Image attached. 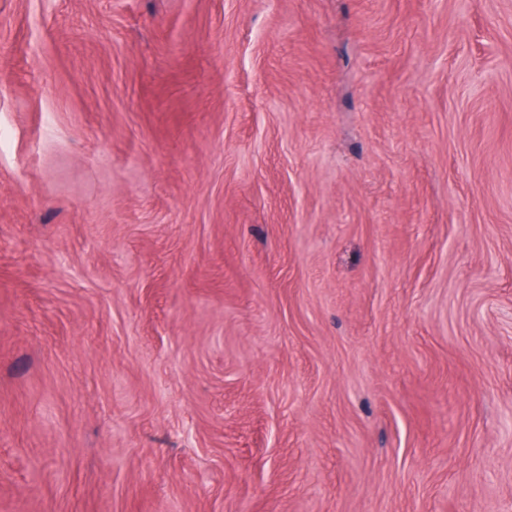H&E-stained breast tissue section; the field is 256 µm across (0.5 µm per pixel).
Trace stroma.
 <instances>
[{
    "instance_id": "1",
    "label": "stroma",
    "mask_w": 512,
    "mask_h": 512,
    "mask_svg": "<svg viewBox=\"0 0 512 512\" xmlns=\"http://www.w3.org/2000/svg\"><path fill=\"white\" fill-rule=\"evenodd\" d=\"M0 512H512V0H0Z\"/></svg>"
}]
</instances>
